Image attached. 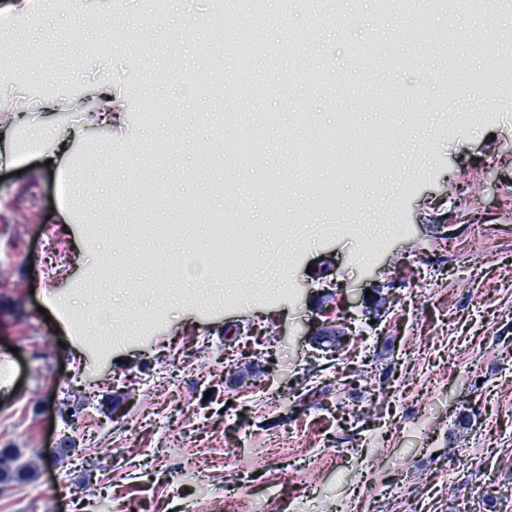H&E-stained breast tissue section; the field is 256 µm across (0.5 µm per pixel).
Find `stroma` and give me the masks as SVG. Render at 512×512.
Masks as SVG:
<instances>
[{
    "label": "stroma",
    "instance_id": "35a3bbf8",
    "mask_svg": "<svg viewBox=\"0 0 512 512\" xmlns=\"http://www.w3.org/2000/svg\"><path fill=\"white\" fill-rule=\"evenodd\" d=\"M291 2L259 20L239 0H168L163 15L82 0L13 32L55 82L0 80L49 149L0 163V454L23 470L0 485V512H102L107 499L181 512L189 498L238 512L245 494L270 496V512H336L358 488L357 512H512V30L486 7L435 23L345 0L340 27ZM219 7L278 53L238 76L235 49L210 37ZM87 8L100 12L90 29ZM476 36L500 67L468 55ZM375 37L391 69L356 59ZM302 50L325 61L324 86L294 82ZM235 77L266 89L243 106L259 143L241 156L217 136ZM98 85L120 110L111 125L41 106ZM386 118L397 139L383 167L366 138ZM343 140L352 176L315 162ZM256 181L277 193L250 194ZM64 183L80 190L77 217ZM231 198L222 238L206 215L180 222ZM382 223L405 230L385 238ZM239 233L268 254L245 274L213 263ZM190 243L205 278L187 274ZM93 286L110 304L84 307ZM327 329L340 334L329 350Z\"/></svg>",
    "mask_w": 512,
    "mask_h": 512
}]
</instances>
